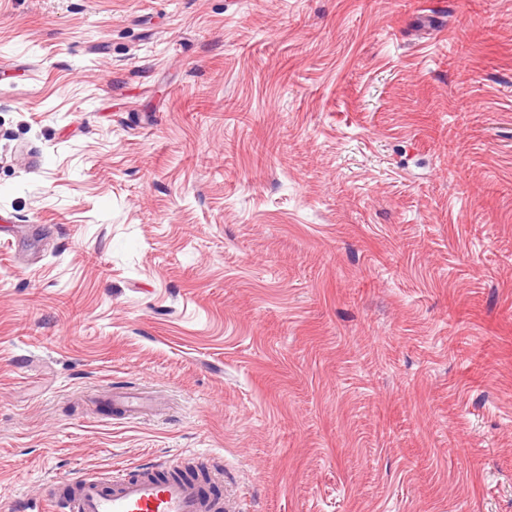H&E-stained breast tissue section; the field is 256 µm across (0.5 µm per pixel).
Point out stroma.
Masks as SVG:
<instances>
[{
	"label": "stroma",
	"instance_id": "1",
	"mask_svg": "<svg viewBox=\"0 0 512 512\" xmlns=\"http://www.w3.org/2000/svg\"><path fill=\"white\" fill-rule=\"evenodd\" d=\"M196 457L512 512V0H0V512ZM102 397L112 409V413H104L118 418H133L148 410H152L157 405L155 400L131 389L117 391L115 388H112L106 390Z\"/></svg>",
	"mask_w": 512,
	"mask_h": 512
}]
</instances>
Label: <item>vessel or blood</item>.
I'll list each match as a JSON object with an SVG mask.
<instances>
[{"label": "vessel or blood", "instance_id": "b4317fda", "mask_svg": "<svg viewBox=\"0 0 512 512\" xmlns=\"http://www.w3.org/2000/svg\"><path fill=\"white\" fill-rule=\"evenodd\" d=\"M118 418H132L156 402L134 390L104 392ZM52 512H219L198 479L160 470L136 473H83L66 479L50 494Z\"/></svg>", "mask_w": 512, "mask_h": 512}]
</instances>
